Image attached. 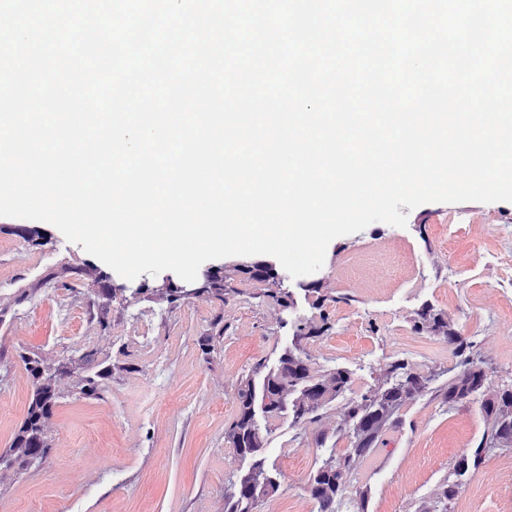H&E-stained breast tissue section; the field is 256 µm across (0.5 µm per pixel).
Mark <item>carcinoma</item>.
Here are the masks:
<instances>
[{"instance_id":"obj_1","label":"carcinoma","mask_w":512,"mask_h":512,"mask_svg":"<svg viewBox=\"0 0 512 512\" xmlns=\"http://www.w3.org/2000/svg\"><path fill=\"white\" fill-rule=\"evenodd\" d=\"M14 234L35 246L46 242V230L37 225H18ZM58 277L92 280L98 285L94 297L105 305L119 293L127 302L145 298L170 305L186 302L178 288L144 285L130 292L124 287L116 288L111 275L96 265L48 275L50 280ZM239 282L255 285L258 297L283 312L296 309V289L285 285L273 261L258 256L230 266H218L211 276L198 283L197 299L225 304L240 295L236 288ZM304 292L317 295L319 316L297 319L291 345L282 349L275 363H258L235 382L236 414L224 427V445L248 465L224 485V512H257L262 502L277 494L276 468L268 463L267 456L270 420L286 417L290 425L302 427L319 419L320 412L335 402L341 408L340 422L331 430H323L318 439L323 445L328 435L339 434L348 439V446L338 455L331 454L310 472L306 492L316 505V512H339L344 493L355 480L360 463L385 445L386 433L401 424L400 409L430 391L434 375L413 367L399 356L392 357L385 365L377 386L354 397L350 395L353 380L349 370L334 368L316 372L305 345L320 339L331 328L330 316L322 308L327 301L348 303L351 298L325 294L318 282L310 284ZM411 321L416 332L437 337L457 359L448 381L435 390L442 405L452 409L472 401L474 394H482L480 411L487 427L481 439L457 459L455 475L462 477L477 469L489 452L512 448V384L490 396L484 395L489 375L487 363L473 351L472 343L458 334L447 312L424 302L413 312ZM223 339L224 324L218 319L212 323L210 332L199 338L198 346L202 354L209 355ZM21 360L32 381V392L26 417L9 448L0 453V461L10 468L27 469L48 456L47 427L59 398L57 377L72 372V368L69 361L47 366L36 354H23ZM78 362L90 369L80 378L79 394L100 397L112 379V365L97 360L91 351L80 355ZM460 487L457 480L443 482L436 500L423 512H453L452 504Z\"/></svg>"}]
</instances>
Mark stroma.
<instances>
[{
    "mask_svg": "<svg viewBox=\"0 0 512 512\" xmlns=\"http://www.w3.org/2000/svg\"><path fill=\"white\" fill-rule=\"evenodd\" d=\"M16 224L0 221V450L23 422L32 390L20 353L54 364L92 350L111 363L112 379L94 399L79 394L78 374L60 376L50 453L36 468L0 469V512H224V484L243 466L224 446L236 411L233 386L290 344L284 313L253 298L247 282L227 306L117 298L104 311L89 295L92 281L76 289L68 277L45 280L92 255L52 225L49 243L32 246L14 234ZM309 278L329 294L353 297L330 304L332 331L305 350L315 369H350L354 392L376 385L396 352L447 379L455 364L447 346L408 321L426 299L487 361V393L512 382V202L420 205L408 211L406 226L375 222L334 239ZM219 315L224 340L202 356L197 341ZM400 417L357 471L355 488L369 490L367 512L433 504L486 427L478 404L449 410L429 393ZM339 420L334 407L303 428L272 422L268 454L280 487L258 512H315L307 478L331 450L316 436ZM104 448L111 458L101 456ZM461 483L454 512H512V451L493 452Z\"/></svg>",
    "mask_w": 512,
    "mask_h": 512,
    "instance_id": "35a3bbf8",
    "label": "stroma"
}]
</instances>
